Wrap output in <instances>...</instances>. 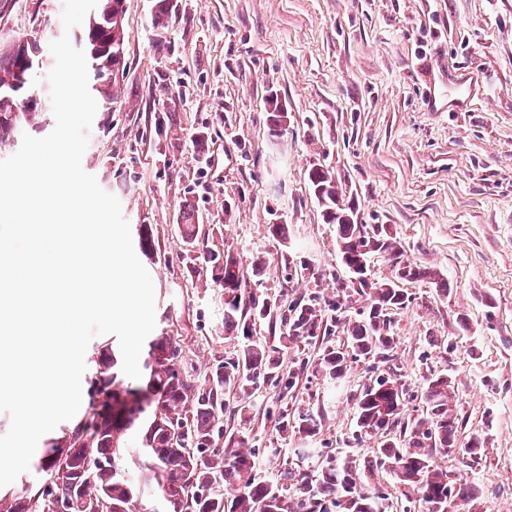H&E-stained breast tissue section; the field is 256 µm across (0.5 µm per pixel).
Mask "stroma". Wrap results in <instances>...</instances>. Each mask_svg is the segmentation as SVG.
I'll use <instances>...</instances> for the list:
<instances>
[{
	"mask_svg": "<svg viewBox=\"0 0 512 512\" xmlns=\"http://www.w3.org/2000/svg\"><path fill=\"white\" fill-rule=\"evenodd\" d=\"M125 58L118 93L98 107L82 167L115 195L131 228H151L144 259L155 288L156 328L174 336L182 368L204 384L242 340L224 333L216 288L193 270L202 249L231 252L244 269L263 260L252 290L291 302L341 294L333 225L310 187L332 172L360 224H386L406 259L440 271L452 290L415 282L393 317L391 363H352L340 384L318 368L329 342L279 349L296 384L261 383L231 399L224 433L247 434L258 474L317 475L327 461L368 458L374 436L355 437V402L370 379L396 369L405 417L423 410V378L455 384L464 436L488 439L487 458H440L479 485V512H512V0H173L165 27L154 0H124ZM63 0H0V42L64 30ZM470 72V111H426L444 96L433 54ZM288 125L273 131L274 105ZM196 241L182 231L187 219ZM284 224L287 239L268 227ZM314 414L316 436L281 438L273 411Z\"/></svg>",
	"mask_w": 512,
	"mask_h": 512,
	"instance_id": "stroma-1",
	"label": "stroma"
}]
</instances>
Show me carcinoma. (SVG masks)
Wrapping results in <instances>:
<instances>
[{
  "instance_id": "obj_1",
  "label": "carcinoma",
  "mask_w": 512,
  "mask_h": 512,
  "mask_svg": "<svg viewBox=\"0 0 512 512\" xmlns=\"http://www.w3.org/2000/svg\"><path fill=\"white\" fill-rule=\"evenodd\" d=\"M124 44L122 0H98L80 47L94 75L91 90L105 104L112 103V71L124 60ZM35 46L37 41L26 37L0 45V145L12 143L38 112L39 102L31 92L32 76L40 69L32 62ZM309 182L336 226V244L351 278L342 289L346 305L338 304L336 314L325 315L313 304L316 297H300L283 311L277 300L248 289L250 277L233 254L201 252L199 274L224 290V335L240 334L244 339L236 357L219 362L205 384L198 386L181 368L174 337L163 332L147 338L141 377L132 382L121 370L119 344L112 342L95 362L88 405L90 410L106 406L112 417L99 418V428L90 434L78 423L49 440L50 448L39 459L41 468L15 486L0 489V512H46L59 504L65 512H134L148 490L157 495L161 512H393L381 491H365L360 484L361 472L387 462L411 504L402 512L413 508L448 512V504L456 499L473 508L479 489L453 479L434 455L450 456L460 449L470 465L478 466L486 456V440L477 435L459 440L463 422L456 411V391L442 371L424 378L425 412L408 420L397 436L394 430L401 421L405 389L390 376L364 387L356 399V427L360 433L381 437L372 458L357 465L348 460L330 464L312 481L305 476L296 481L286 471L271 479L257 477L255 451L244 434L218 446L225 391L249 398L261 377L280 384L285 394L295 387L294 376L280 375L276 349L257 335L258 325L275 322L285 348L337 331L344 334L346 346L326 347L319 362L325 377L338 380L353 362L390 360L388 353L394 349L390 313L410 304L409 293L399 283L430 281L440 295L448 296V281L440 273L403 261L387 225L350 221L329 172L313 168ZM376 255L391 261L394 278L369 277V260ZM275 424L281 436L295 430L312 437L318 429L315 417L305 415L291 422L283 411ZM133 428L138 431L139 448L128 466L123 463L128 453L126 435ZM87 439L100 449V457L92 479L85 483L84 458L63 461L54 454L67 442L78 448ZM220 486L230 490L231 499L216 493Z\"/></svg>"
}]
</instances>
